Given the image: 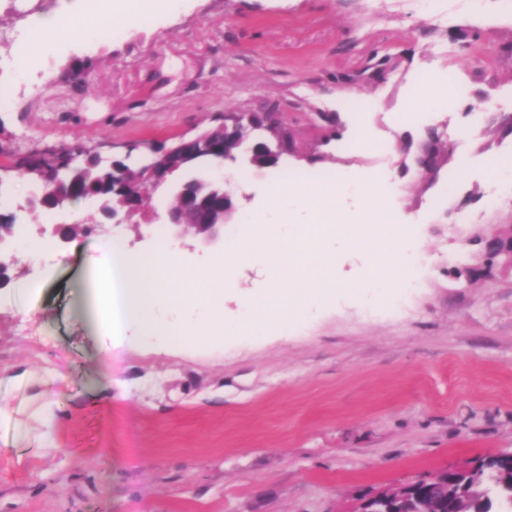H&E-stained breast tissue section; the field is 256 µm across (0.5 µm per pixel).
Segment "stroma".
<instances>
[{"instance_id": "35a3bbf8", "label": "stroma", "mask_w": 512, "mask_h": 512, "mask_svg": "<svg viewBox=\"0 0 512 512\" xmlns=\"http://www.w3.org/2000/svg\"><path fill=\"white\" fill-rule=\"evenodd\" d=\"M437 3L433 23L418 0H173L148 25L69 41L42 74L20 76L26 96L0 108V213L25 203L20 168L39 157L77 145L137 159L142 144L271 107L293 154L265 169L226 163L242 178L239 212L223 242L183 247L184 259L212 274L250 212L274 241L313 225L342 288L259 335L118 343L92 313L99 236L65 243L43 213H26L52 248L15 253L0 285V512H355L361 495L512 452V275L448 274L469 227L512 224V187L489 178L490 165L512 166V134L470 116L512 112V0ZM375 52L390 60L367 68ZM345 72L358 80L338 81ZM431 96L453 103L399 122ZM324 113L340 139L325 140ZM430 126L452 147L434 182L400 151ZM362 136L377 150H346ZM339 170L371 189L390 178L393 223L419 227L424 278L399 312L366 313L354 288L375 264L361 199L337 198L322 225L315 207L266 196L282 172ZM173 204L146 191L108 234L152 251L170 237L156 217ZM276 276L269 258L240 263L225 316Z\"/></svg>"}]
</instances>
